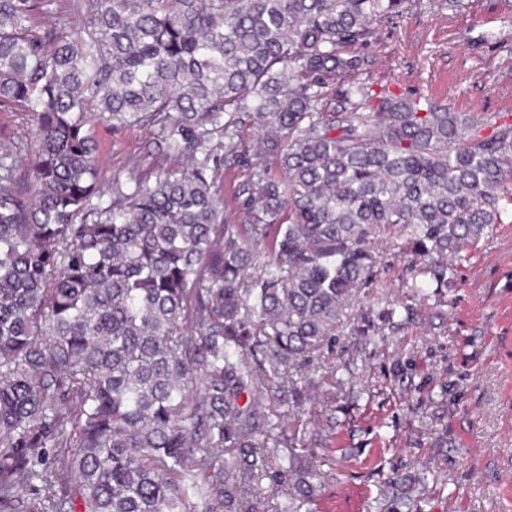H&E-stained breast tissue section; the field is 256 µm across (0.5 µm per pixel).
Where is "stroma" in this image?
<instances>
[{
    "instance_id": "obj_1",
    "label": "stroma",
    "mask_w": 512,
    "mask_h": 512,
    "mask_svg": "<svg viewBox=\"0 0 512 512\" xmlns=\"http://www.w3.org/2000/svg\"><path fill=\"white\" fill-rule=\"evenodd\" d=\"M357 52L369 60L357 79L372 89L512 122V0H405ZM99 135L102 179L154 178L140 128ZM372 246L376 280L337 321L335 346L293 375L315 385L289 415L310 419V439L336 458L312 512H369L383 474L422 462L439 481L415 494L420 512H512V223L493 225L423 302L403 239L384 229ZM391 303L412 305L411 321L385 323ZM333 364L336 385L324 379Z\"/></svg>"
}]
</instances>
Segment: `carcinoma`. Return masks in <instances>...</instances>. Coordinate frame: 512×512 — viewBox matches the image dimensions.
Wrapping results in <instances>:
<instances>
[{"mask_svg":"<svg viewBox=\"0 0 512 512\" xmlns=\"http://www.w3.org/2000/svg\"><path fill=\"white\" fill-rule=\"evenodd\" d=\"M400 4L0 0V512H309L331 456L260 400L336 342L373 234L423 299L512 220V123L353 79ZM107 122L163 125L154 183H101Z\"/></svg>","mask_w":512,"mask_h":512,"instance_id":"carcinoma-1","label":"carcinoma"}]
</instances>
